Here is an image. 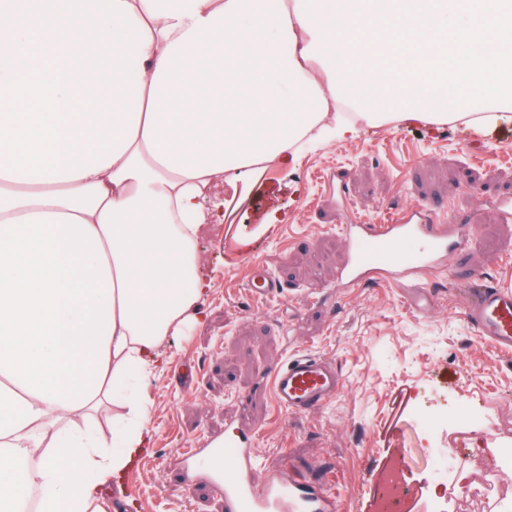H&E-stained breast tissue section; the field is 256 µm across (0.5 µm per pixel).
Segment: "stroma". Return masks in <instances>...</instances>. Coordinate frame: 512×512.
<instances>
[{"mask_svg":"<svg viewBox=\"0 0 512 512\" xmlns=\"http://www.w3.org/2000/svg\"><path fill=\"white\" fill-rule=\"evenodd\" d=\"M512 124L481 136L461 126L412 122L361 127L356 137L307 149L297 166L269 163L238 193L225 221L209 220L199 255L212 283L208 320L168 337V364L143 390L152 443L97 496L109 512H224L207 479L185 484L187 448L234 418L255 434L257 477L325 470L337 512H363L372 482L397 452L431 448L413 431L416 410L450 429L459 471L483 480L454 512H512V352L496 350L463 314L471 270L512 287ZM442 206L475 226L468 251L427 278L429 311L401 286L368 280L335 291L347 248L340 224H379L409 206ZM279 278L282 294L253 302L252 262ZM313 307L301 310L306 298ZM312 352L336 360L342 393L297 417L253 396L263 363ZM469 409L475 424L457 423Z\"/></svg>","mask_w":512,"mask_h":512,"instance_id":"obj_1","label":"stroma"}]
</instances>
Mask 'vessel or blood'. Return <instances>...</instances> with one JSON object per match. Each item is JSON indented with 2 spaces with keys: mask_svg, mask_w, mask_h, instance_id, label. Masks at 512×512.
Wrapping results in <instances>:
<instances>
[{
  "mask_svg": "<svg viewBox=\"0 0 512 512\" xmlns=\"http://www.w3.org/2000/svg\"><path fill=\"white\" fill-rule=\"evenodd\" d=\"M339 230L348 258L336 272L335 287L348 288L364 278L379 284L399 282L408 288L413 307L428 310L434 299L422 275L436 269L452 253L465 251L473 227L447 223L424 207L396 214L386 224H343ZM409 239L420 241L421 250L404 251L402 245ZM249 288L257 300L280 292L276 278L260 264L252 267ZM464 314L497 350L512 351L511 288L479 280ZM258 386L280 410L305 416L335 400L343 389L342 372L334 360L304 352L268 366ZM253 441V436L228 422L223 433L209 437L203 450L206 474L213 489L224 498V512H334V501L309 477L263 484L255 481Z\"/></svg>",
  "mask_w": 512,
  "mask_h": 512,
  "instance_id": "b4317fda",
  "label": "vessel or blood"
}]
</instances>
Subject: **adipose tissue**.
I'll use <instances>...</instances> for the list:
<instances>
[{
    "mask_svg": "<svg viewBox=\"0 0 512 512\" xmlns=\"http://www.w3.org/2000/svg\"><path fill=\"white\" fill-rule=\"evenodd\" d=\"M150 42L130 145L68 181H21L0 148V512H106L99 482L151 443L126 395L202 324L198 261L220 184L297 162L359 124L512 123V0H124ZM121 403L116 436L92 430ZM34 467H27V460Z\"/></svg>",
    "mask_w": 512,
    "mask_h": 512,
    "instance_id": "adipose-tissue-1",
    "label": "adipose tissue"
}]
</instances>
